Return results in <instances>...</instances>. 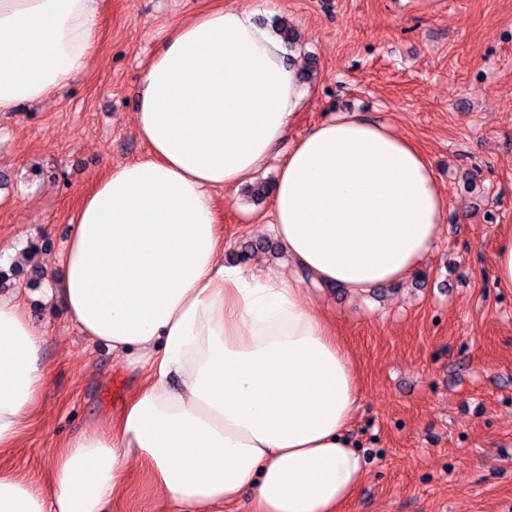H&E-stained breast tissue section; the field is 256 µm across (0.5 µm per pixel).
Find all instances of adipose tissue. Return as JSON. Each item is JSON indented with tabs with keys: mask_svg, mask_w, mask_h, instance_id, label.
<instances>
[{
	"mask_svg": "<svg viewBox=\"0 0 512 512\" xmlns=\"http://www.w3.org/2000/svg\"><path fill=\"white\" fill-rule=\"evenodd\" d=\"M230 4L173 23L147 61L135 123L148 152L83 199L55 293L91 341L138 370L103 429L37 483L0 470V512H111L139 467L165 512H339L364 469L347 436L360 389L312 282L353 295L411 278L448 199L423 152L350 115L281 150L306 92L281 38ZM99 0H0V112L49 100L94 54ZM277 160L272 220L290 271L224 262L213 191ZM45 333L0 299V453L48 383Z\"/></svg>",
	"mask_w": 512,
	"mask_h": 512,
	"instance_id": "ef3b65f1",
	"label": "adipose tissue"
}]
</instances>
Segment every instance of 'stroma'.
I'll return each instance as SVG.
<instances>
[{"mask_svg":"<svg viewBox=\"0 0 512 512\" xmlns=\"http://www.w3.org/2000/svg\"><path fill=\"white\" fill-rule=\"evenodd\" d=\"M228 0H102L86 73L38 106L0 112V298L45 329L49 383L0 468L44 481L54 449L108 422L138 378L47 299L55 260L107 167L147 153L134 121L143 66L171 23ZM308 91L286 144L353 113L416 144L448 197L437 247L379 294L317 290L361 386L348 434L364 477L342 512H512V289L494 279L512 227V0H268ZM225 262L287 264L261 242L270 200L216 190ZM143 473L112 512H160Z\"/></svg>","mask_w":512,"mask_h":512,"instance_id":"35a3bbf8","label":"stroma"}]
</instances>
